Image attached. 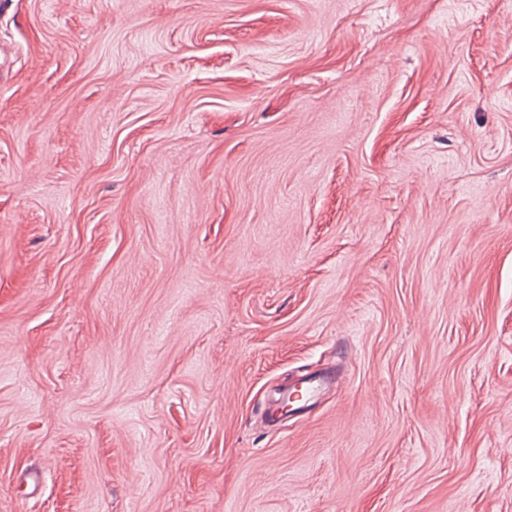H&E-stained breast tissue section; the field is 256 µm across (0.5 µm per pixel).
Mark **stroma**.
Segmentation results:
<instances>
[{
	"label": "stroma",
	"instance_id": "obj_1",
	"mask_svg": "<svg viewBox=\"0 0 512 512\" xmlns=\"http://www.w3.org/2000/svg\"><path fill=\"white\" fill-rule=\"evenodd\" d=\"M0 512H512V0H0Z\"/></svg>",
	"mask_w": 512,
	"mask_h": 512
}]
</instances>
